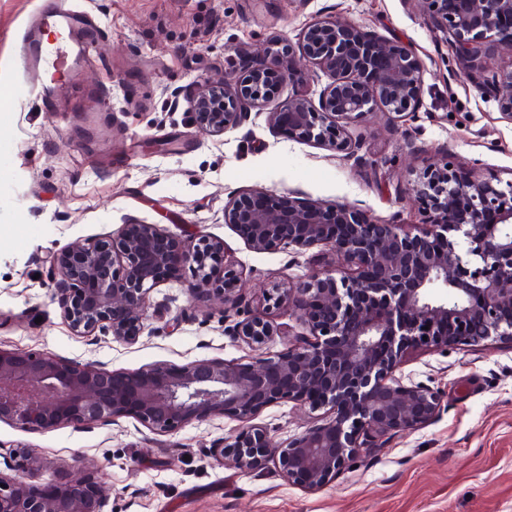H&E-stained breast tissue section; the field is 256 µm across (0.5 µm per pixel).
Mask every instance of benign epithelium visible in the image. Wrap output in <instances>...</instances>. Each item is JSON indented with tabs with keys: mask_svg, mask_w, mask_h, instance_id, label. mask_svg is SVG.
Returning <instances> with one entry per match:
<instances>
[{
	"mask_svg": "<svg viewBox=\"0 0 512 512\" xmlns=\"http://www.w3.org/2000/svg\"><path fill=\"white\" fill-rule=\"evenodd\" d=\"M426 2L433 7L429 22L447 35L459 64L512 118V71L469 67L481 44L512 45V0ZM300 50L332 81L316 103L296 94L267 113L283 139L314 142L365 166L348 125L375 109L404 121L421 106L422 65L399 42L324 19L306 27ZM294 78L305 79L295 68V48L277 41L267 58L244 59L226 83L198 84L188 96L190 111L200 129L221 136ZM412 191L429 210L416 233L345 205L285 204L263 191L233 198L224 223L253 251L324 247L345 262L339 271L266 294L263 311L225 329L259 350L281 335L266 310L286 306L301 327L295 342L248 364L211 359L119 373L50 353L0 349V422L26 431L132 416L171 436L224 415L244 427L216 456L246 471L272 465L288 482L320 490L388 436L418 430L439 412L437 392L395 376L407 351L512 340V181L470 177L447 160L420 171ZM186 269L195 300L222 303L228 318L239 313L242 272L224 240L200 233L182 239L139 220L54 254L51 298L74 332L99 330L133 343L149 319L150 292ZM282 401L326 408L332 417L277 446L252 421ZM3 464L0 512H104L107 497L88 479H70L48 495L31 491L22 477L42 476L31 448L11 451Z\"/></svg>",
	"mask_w": 512,
	"mask_h": 512,
	"instance_id": "7a95c632",
	"label": "benign epithelium"
}]
</instances>
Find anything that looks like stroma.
Masks as SVG:
<instances>
[{
  "instance_id": "35a3bbf8",
  "label": "stroma",
  "mask_w": 512,
  "mask_h": 512,
  "mask_svg": "<svg viewBox=\"0 0 512 512\" xmlns=\"http://www.w3.org/2000/svg\"><path fill=\"white\" fill-rule=\"evenodd\" d=\"M103 30L94 59L79 62L52 102L28 91L18 42L32 0H0V348L49 352L114 372L219 358L270 357L299 326L287 309L282 333L262 351L225 333L224 308L194 301L193 279L159 283L150 318L128 344L104 332L74 333L51 299L49 257L71 243L112 234L130 218L169 234L223 239L243 268L246 311L263 292L335 264L324 248L257 253L224 221L227 202L261 190L280 199L346 204L373 219L416 224V171L443 158L464 172L512 180V118L464 76L425 0H86ZM325 18L401 42L424 66L422 106L404 123L376 111L350 123L369 166L272 131L264 108L216 137L194 123L175 89L237 73L242 56L274 41L298 43ZM437 391L438 416L389 437L322 489L310 492L274 469L220 463L216 448L241 422L215 416L177 434L137 419L87 428L22 431L0 423V446L34 449L47 479L102 484L106 512H512V341L417 349L396 371ZM326 420L294 402L263 409L256 425L282 445Z\"/></svg>"
}]
</instances>
